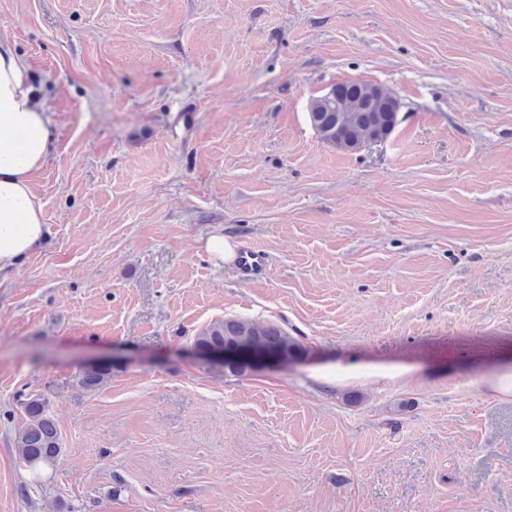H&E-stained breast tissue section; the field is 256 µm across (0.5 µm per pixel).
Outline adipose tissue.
<instances>
[{"mask_svg": "<svg viewBox=\"0 0 512 512\" xmlns=\"http://www.w3.org/2000/svg\"><path fill=\"white\" fill-rule=\"evenodd\" d=\"M30 72L14 41L0 36V279L37 249L48 231L34 176L54 152L57 136Z\"/></svg>", "mask_w": 512, "mask_h": 512, "instance_id": "1", "label": "adipose tissue"}]
</instances>
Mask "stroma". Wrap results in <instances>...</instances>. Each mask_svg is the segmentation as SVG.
<instances>
[{"mask_svg": "<svg viewBox=\"0 0 512 512\" xmlns=\"http://www.w3.org/2000/svg\"><path fill=\"white\" fill-rule=\"evenodd\" d=\"M0 32L59 137L0 284V512H512V0H0ZM347 79L402 103L357 154L308 119ZM229 317L306 354L226 375L193 341ZM205 249L215 261V264L221 266L225 261L232 257L233 247L224 240V234L216 231L211 233L205 242ZM237 261L241 272L248 278L262 274L267 267V256L263 250L242 247L237 251ZM112 377V363L83 368L75 377L76 385L87 392L101 388ZM28 422L15 435L19 458L32 476L33 484H41L42 472L52 468L61 453L56 422L49 411V401L42 394L29 395L22 400Z\"/></svg>", "mask_w": 512, "mask_h": 512, "instance_id": "stroma-1", "label": "stroma"}]
</instances>
